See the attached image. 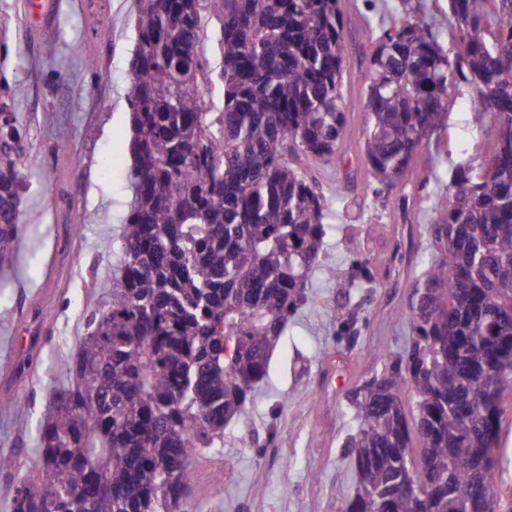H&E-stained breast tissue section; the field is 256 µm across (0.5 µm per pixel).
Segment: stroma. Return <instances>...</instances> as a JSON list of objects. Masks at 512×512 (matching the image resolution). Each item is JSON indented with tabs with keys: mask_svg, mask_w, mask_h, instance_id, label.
Here are the masks:
<instances>
[{
	"mask_svg": "<svg viewBox=\"0 0 512 512\" xmlns=\"http://www.w3.org/2000/svg\"><path fill=\"white\" fill-rule=\"evenodd\" d=\"M345 2L350 79L343 94L349 100L356 99L363 79L366 30L395 13L448 8V0ZM46 11L49 22L38 32L28 0H0V86L28 131L20 204L26 222L16 267L0 278V391L10 390L20 404L14 414L0 416V456L17 461L14 469L0 471V512H11L14 489L39 474V427L55 387L69 380L88 319L111 300L132 199L126 85L136 44L135 0H52ZM473 107L467 84L450 88L448 126L432 134L417 156L429 178L428 199L413 221L412 259L400 278L383 276L399 195L365 190L361 122L350 123L332 161L310 165V176L326 193L330 225L317 265L337 267L342 282L321 274L309 282L307 299L289 318L244 415L225 428L222 447L200 454L193 477L206 492L192 500L191 512H336L338 497L352 494L347 441L356 391L385 368L371 351L393 358L412 342L413 329L398 310L427 269L434 251L431 224L448 203L457 167L478 165L491 135L490 123H477ZM338 183L345 188L341 200L333 191ZM64 186L77 188L82 216L68 232L53 224L55 195ZM346 201L361 224L381 225V234L357 245L359 227L343 224ZM368 272L376 287L366 286ZM46 302L51 313L34 345L27 311ZM345 314L353 328L343 326ZM27 354L32 366L15 378L13 370ZM218 461L226 476L213 488L209 478Z\"/></svg>",
	"mask_w": 512,
	"mask_h": 512,
	"instance_id": "obj_1",
	"label": "stroma"
}]
</instances>
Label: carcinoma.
<instances>
[{
	"mask_svg": "<svg viewBox=\"0 0 512 512\" xmlns=\"http://www.w3.org/2000/svg\"><path fill=\"white\" fill-rule=\"evenodd\" d=\"M449 2V16L365 34L355 104L341 92L340 0H136L120 273L40 426L41 479L15 489L12 512H188L192 460L252 401L317 270L325 195L306 165L336 155L356 110L367 178L422 208L415 157L447 128L460 81L491 136L432 224L435 256L400 311L412 345L358 389L356 486L336 512H485L512 398V0ZM206 4L219 109L200 87ZM25 138L0 114V273L25 223Z\"/></svg>",
	"mask_w": 512,
	"mask_h": 512,
	"instance_id": "1",
	"label": "carcinoma"
}]
</instances>
